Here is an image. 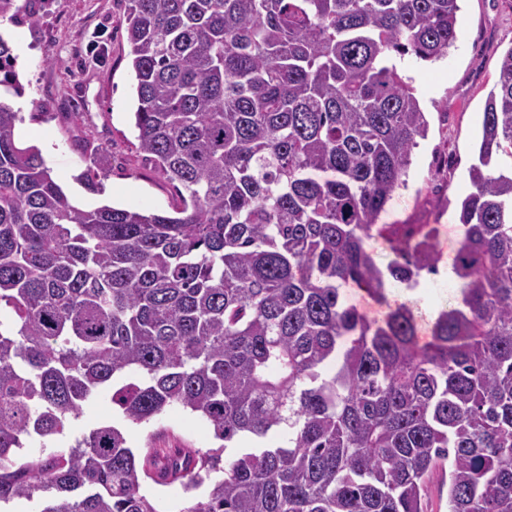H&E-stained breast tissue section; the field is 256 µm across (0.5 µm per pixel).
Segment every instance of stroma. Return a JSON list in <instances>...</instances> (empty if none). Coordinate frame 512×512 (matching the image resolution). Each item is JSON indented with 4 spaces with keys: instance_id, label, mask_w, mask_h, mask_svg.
I'll return each mask as SVG.
<instances>
[{
    "instance_id": "35a3bbf8",
    "label": "stroma",
    "mask_w": 512,
    "mask_h": 512,
    "mask_svg": "<svg viewBox=\"0 0 512 512\" xmlns=\"http://www.w3.org/2000/svg\"><path fill=\"white\" fill-rule=\"evenodd\" d=\"M459 36L447 57L434 63L408 56L410 77L428 121V135L412 154L407 184L379 217L383 224H433L439 267H447L459 233V204L471 191L468 169L477 159L485 100L503 54L512 48V0H461ZM126 0H51L38 26L11 24L0 35L24 49L15 72L23 87L16 134L36 146L52 176L87 208L104 204L168 212L177 193L136 148L132 112L134 78L125 33ZM98 174L99 191L78 182ZM390 304H407L428 338L441 311L458 303L450 277L427 275L418 287L390 282ZM103 423L122 428L137 455L151 448H212V429L180 407L134 424L113 406L109 393L85 403L56 445L66 448Z\"/></svg>"
}]
</instances>
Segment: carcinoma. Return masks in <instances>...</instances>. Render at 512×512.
Wrapping results in <instances>:
<instances>
[{
    "instance_id": "1",
    "label": "carcinoma",
    "mask_w": 512,
    "mask_h": 512,
    "mask_svg": "<svg viewBox=\"0 0 512 512\" xmlns=\"http://www.w3.org/2000/svg\"><path fill=\"white\" fill-rule=\"evenodd\" d=\"M45 0H0L40 20ZM459 0H127L140 150L180 196L174 214L75 202L0 102V505L158 512H512V47L483 112L450 272L460 302L418 344L405 305L435 270L437 227L379 224L428 122L396 59L435 62ZM0 36V85L13 87ZM387 241L378 267L366 249ZM102 392L132 423L172 406L215 448L138 460L101 424L24 460ZM240 442L242 448L232 444ZM342 292L344 299L349 304L357 306L370 317H381L386 310L385 307H381L357 288H343ZM448 466L434 472L428 488V512H447L448 510ZM141 491L156 500L161 512H179L183 507L185 494L178 483L163 487L148 480L143 483Z\"/></svg>"
}]
</instances>
